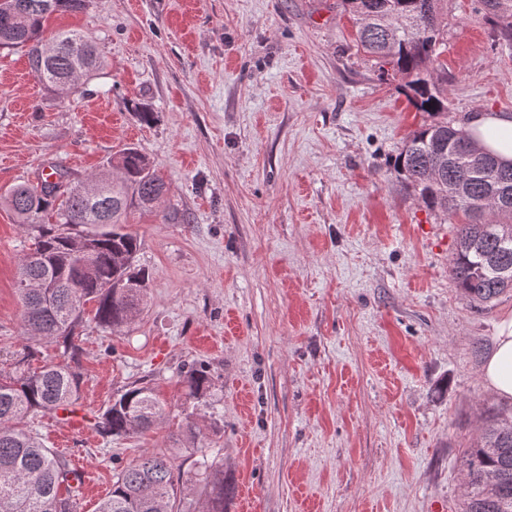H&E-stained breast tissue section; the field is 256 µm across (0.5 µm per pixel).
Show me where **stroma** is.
<instances>
[{"mask_svg": "<svg viewBox=\"0 0 512 512\" xmlns=\"http://www.w3.org/2000/svg\"><path fill=\"white\" fill-rule=\"evenodd\" d=\"M444 11L434 76L449 121L512 113V44L478 0ZM71 29L103 58L76 92L47 91L24 50L0 51V194L48 166L85 179L127 146L169 188L130 226L149 273L139 312L118 332L81 329L78 426L29 423L90 471L76 512L143 451L172 454L186 481L202 448L224 465V512H454L464 448L512 410L481 373L512 292L482 307L451 280L464 216L427 207L393 169L429 116L357 48L341 0H89L45 33ZM28 244L0 205V363L27 348ZM194 363L214 376L217 417H186ZM140 379L164 422L104 439L94 416Z\"/></svg>", "mask_w": 512, "mask_h": 512, "instance_id": "35a3bbf8", "label": "stroma"}]
</instances>
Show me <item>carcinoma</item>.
<instances>
[{
	"label": "carcinoma",
	"instance_id": "cac0c4a2",
	"mask_svg": "<svg viewBox=\"0 0 512 512\" xmlns=\"http://www.w3.org/2000/svg\"><path fill=\"white\" fill-rule=\"evenodd\" d=\"M444 0H343L356 20L357 42L380 62L381 74L401 79L400 89L419 112L434 120L410 133L395 160V171L428 207L469 223L457 227L449 274L471 301L488 304L512 291V180L497 169L512 170L493 152L481 148L465 127L448 123L445 90L431 77L429 65L448 26ZM491 29L512 39V0H480ZM87 0H0V49H26L36 79L47 89L76 92L100 68L96 46L84 34L59 31L43 37L54 13L80 12ZM445 154L431 155L434 140ZM20 183L4 192L19 224L35 232L31 252L18 264L16 281L43 282L23 292L25 339L54 343L58 355L34 369L32 353L0 368V512H75L79 476L69 460L47 447L28 429L29 417L76 407L81 398L77 344L85 305L95 304L94 320L117 331L140 310L148 272L135 265L140 242L126 229L127 215L151 212L168 191L165 180L137 149L125 148L117 161L94 174L102 194L89 198L79 186L59 198L62 179ZM109 229L91 233L90 225ZM186 399L194 408L215 409L210 400L212 375L205 365L183 372ZM164 409L153 388L142 380L128 385L95 417L106 439L124 438L159 425ZM466 490L461 512H512V414H492L479 437L464 450ZM204 489L196 512H224V468L202 450L195 461ZM174 459L164 451H145L118 470L112 490L97 512H180L181 492Z\"/></svg>",
	"mask_w": 512,
	"mask_h": 512
}]
</instances>
